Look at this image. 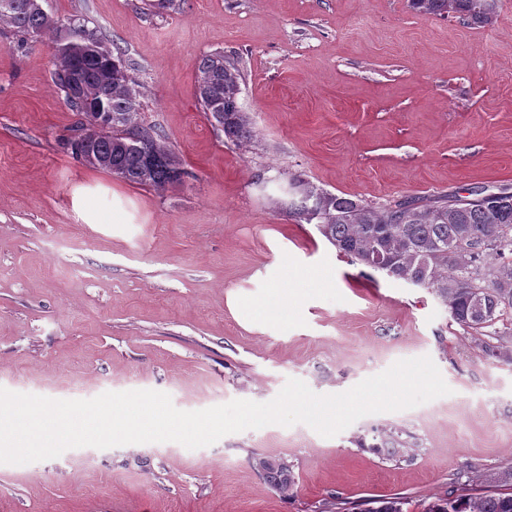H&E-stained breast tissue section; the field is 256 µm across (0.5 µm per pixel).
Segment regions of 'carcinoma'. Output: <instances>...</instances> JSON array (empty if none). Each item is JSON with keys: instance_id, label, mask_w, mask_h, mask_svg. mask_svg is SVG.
I'll list each match as a JSON object with an SVG mask.
<instances>
[{"instance_id": "carcinoma-1", "label": "carcinoma", "mask_w": 512, "mask_h": 512, "mask_svg": "<svg viewBox=\"0 0 512 512\" xmlns=\"http://www.w3.org/2000/svg\"><path fill=\"white\" fill-rule=\"evenodd\" d=\"M428 17H456L469 25L493 22L498 0H409ZM177 0H142L145 14L173 11ZM27 41L46 38L56 55L54 84L68 108L82 116L108 103L112 119L81 129L70 147L87 146L101 168L140 186L164 188L183 182L186 171L158 130L140 120L139 91L132 64L122 49L85 21L50 16L40 0H0V24ZM112 82L104 83L107 68ZM244 72L240 61L222 52L204 56L196 77L197 102L214 128L238 146L253 141L252 121L239 104ZM291 199L281 203L298 224H315L343 255L385 275L423 282L448 306L452 319L475 332L512 312V190L406 196L375 206L356 196H340L298 176L288 180ZM388 456L413 459L410 445L394 436ZM263 478L280 493L293 491L291 467L258 462ZM429 512H512V494L438 499Z\"/></svg>"}]
</instances>
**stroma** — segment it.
Wrapping results in <instances>:
<instances>
[{
	"mask_svg": "<svg viewBox=\"0 0 512 512\" xmlns=\"http://www.w3.org/2000/svg\"><path fill=\"white\" fill-rule=\"evenodd\" d=\"M47 0L136 65L144 123L181 159L157 190L83 164L79 117L48 42L0 25V388L156 390L195 411L268 402L287 379L344 392L430 356L450 395L365 416L325 438L268 425L190 450L176 442L71 448L0 464V512H426L491 490L512 466L511 320L475 333L431 289L351 261L273 202L285 174L379 205L512 187V0L493 24L426 17L408 0ZM239 58L256 138L226 140L195 96L197 67ZM263 173L265 188L253 185ZM399 434L412 461L371 449ZM283 459L282 495L257 461Z\"/></svg>",
	"mask_w": 512,
	"mask_h": 512,
	"instance_id": "stroma-1",
	"label": "stroma"
}]
</instances>
